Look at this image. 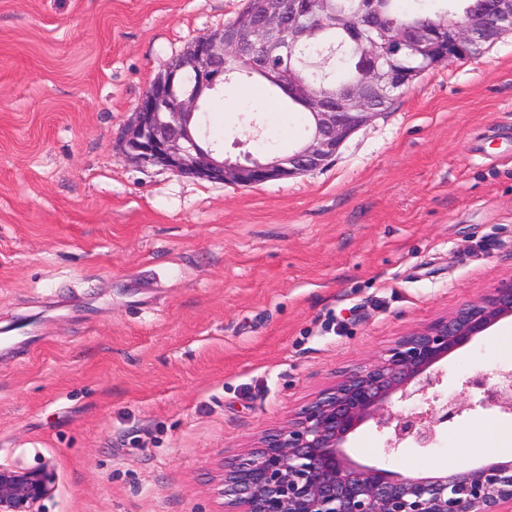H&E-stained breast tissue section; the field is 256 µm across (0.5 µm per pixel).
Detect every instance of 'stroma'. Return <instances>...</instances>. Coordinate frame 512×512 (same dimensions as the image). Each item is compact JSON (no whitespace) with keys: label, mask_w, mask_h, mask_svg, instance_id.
<instances>
[{"label":"stroma","mask_w":512,"mask_h":512,"mask_svg":"<svg viewBox=\"0 0 512 512\" xmlns=\"http://www.w3.org/2000/svg\"><path fill=\"white\" fill-rule=\"evenodd\" d=\"M245 0H0V464L53 466L43 512H220L247 453L411 329L512 279V32L418 77L314 171L252 187L126 161L166 64ZM225 84L212 138L284 154L309 114ZM262 135L252 139L253 126ZM512 316L436 364L468 408L423 449L358 463L428 476L502 460L512 414L468 379L512 362Z\"/></svg>","instance_id":"stroma-1"}]
</instances>
